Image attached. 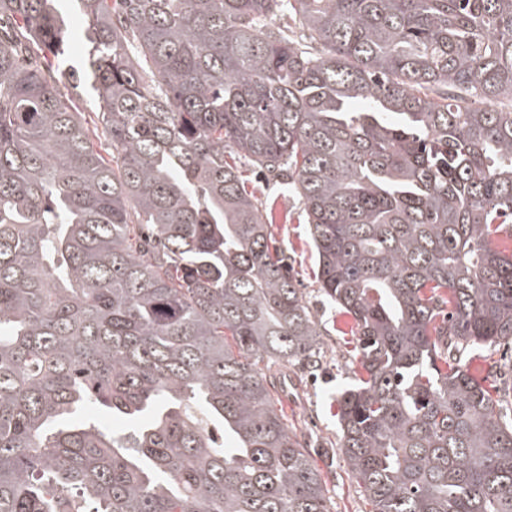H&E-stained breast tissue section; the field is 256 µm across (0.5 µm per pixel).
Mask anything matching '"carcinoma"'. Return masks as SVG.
Masks as SVG:
<instances>
[{
  "label": "carcinoma",
  "instance_id": "1",
  "mask_svg": "<svg viewBox=\"0 0 512 512\" xmlns=\"http://www.w3.org/2000/svg\"><path fill=\"white\" fill-rule=\"evenodd\" d=\"M0 0V512H329L277 412L318 330L244 185L300 196L373 512H512V0ZM324 47L312 54L272 24ZM89 43L108 146L33 60ZM106 413L114 429L79 418ZM465 361L472 372L480 371L482 376L487 375L490 363L497 362V374L494 378L490 377L486 384L494 383L496 379L498 386L512 388V342L489 349L474 348L466 354Z\"/></svg>",
  "mask_w": 512,
  "mask_h": 512
}]
</instances>
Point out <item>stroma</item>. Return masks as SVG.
<instances>
[{
    "instance_id": "stroma-1",
    "label": "stroma",
    "mask_w": 512,
    "mask_h": 512,
    "mask_svg": "<svg viewBox=\"0 0 512 512\" xmlns=\"http://www.w3.org/2000/svg\"><path fill=\"white\" fill-rule=\"evenodd\" d=\"M86 49L84 41H71L64 55L53 58L51 64L66 85L81 121L95 128L100 124L97 101L89 82L78 78L86 68ZM244 171L248 189L261 202L263 211L272 215L275 243L284 250L320 333L318 367L308 374L297 366L288 369V391L281 396L288 428L320 474L330 512H371L369 500L339 450L336 392L350 384L352 377L348 353L353 344L346 334L348 319L319 293L316 252L295 193L286 184L256 174L252 166H245ZM465 360L474 372H487L489 364H496L497 385L512 387V342L472 349Z\"/></svg>"
}]
</instances>
